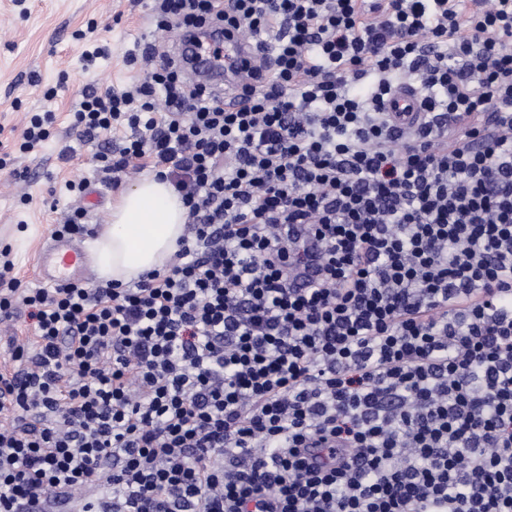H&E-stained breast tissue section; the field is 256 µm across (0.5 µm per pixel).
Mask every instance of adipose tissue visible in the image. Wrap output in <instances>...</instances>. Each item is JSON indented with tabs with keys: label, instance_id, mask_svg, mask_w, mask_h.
Segmentation results:
<instances>
[{
	"label": "adipose tissue",
	"instance_id": "adipose-tissue-1",
	"mask_svg": "<svg viewBox=\"0 0 512 512\" xmlns=\"http://www.w3.org/2000/svg\"><path fill=\"white\" fill-rule=\"evenodd\" d=\"M185 232V209L169 182L147 175L123 190L88 248L101 280L130 282L161 269Z\"/></svg>",
	"mask_w": 512,
	"mask_h": 512
}]
</instances>
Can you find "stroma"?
Segmentation results:
<instances>
[{
	"label": "stroma",
	"mask_w": 512,
	"mask_h": 512,
	"mask_svg": "<svg viewBox=\"0 0 512 512\" xmlns=\"http://www.w3.org/2000/svg\"><path fill=\"white\" fill-rule=\"evenodd\" d=\"M91 19L112 55L87 67L70 35ZM152 34L145 0H27L22 8L0 0V154L11 151L27 113L56 114L43 150L18 157L12 172L0 174V248L10 247L23 282L34 284L38 252L65 221V207H53L52 201L66 181H84L100 198L87 215L83 240L95 238L107 224L120 192L98 172L95 145L77 140L73 112L86 88L120 89L141 80L142 70L127 66L125 55ZM50 88L57 94L48 101L43 94ZM25 194L30 202L24 206L19 199Z\"/></svg>",
	"instance_id": "1"
}]
</instances>
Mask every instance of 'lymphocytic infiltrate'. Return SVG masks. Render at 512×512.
Returning <instances> with one entry per match:
<instances>
[{
  "label": "lymphocytic infiltrate",
  "instance_id": "f902f5d3",
  "mask_svg": "<svg viewBox=\"0 0 512 512\" xmlns=\"http://www.w3.org/2000/svg\"><path fill=\"white\" fill-rule=\"evenodd\" d=\"M149 15L271 51L237 109L154 43L83 91L99 172L168 181L186 231L131 285L32 288L0 250V321L36 332L0 369V512H512V0ZM387 112H400L396 120L404 126H410L416 121L418 109V93L411 84L399 88L386 105Z\"/></svg>",
  "mask_w": 512,
  "mask_h": 512
}]
</instances>
